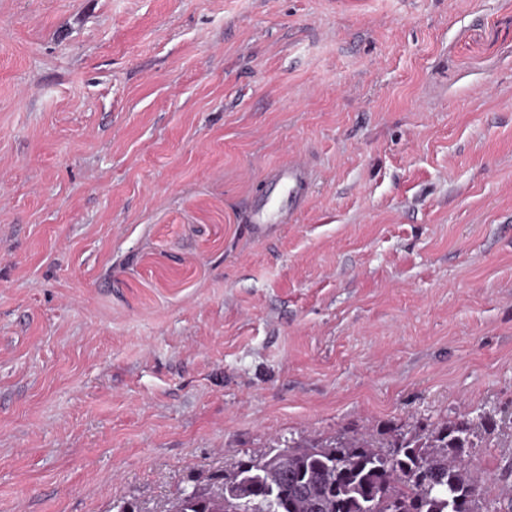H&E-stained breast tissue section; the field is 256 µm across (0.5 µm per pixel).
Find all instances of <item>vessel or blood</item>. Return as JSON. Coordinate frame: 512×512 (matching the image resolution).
I'll use <instances>...</instances> for the list:
<instances>
[{
	"mask_svg": "<svg viewBox=\"0 0 512 512\" xmlns=\"http://www.w3.org/2000/svg\"><path fill=\"white\" fill-rule=\"evenodd\" d=\"M265 198L253 205L251 222L256 235L265 237L275 225L297 223L305 198L311 189L308 167L297 160L270 169Z\"/></svg>",
	"mask_w": 512,
	"mask_h": 512,
	"instance_id": "b4317fda",
	"label": "vessel or blood"
}]
</instances>
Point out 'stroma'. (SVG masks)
Segmentation results:
<instances>
[{"label": "stroma", "mask_w": 512, "mask_h": 512, "mask_svg": "<svg viewBox=\"0 0 512 512\" xmlns=\"http://www.w3.org/2000/svg\"><path fill=\"white\" fill-rule=\"evenodd\" d=\"M291 159L300 220L254 238ZM479 414L497 512L512 0H0V512ZM268 182L264 198L256 200L253 205L251 224L254 234L266 237L272 233L274 224H295L302 213L305 198L311 189L308 167L297 160L270 169L266 174ZM288 193V204L277 209L270 207L273 195Z\"/></svg>", "instance_id": "obj_1"}]
</instances>
